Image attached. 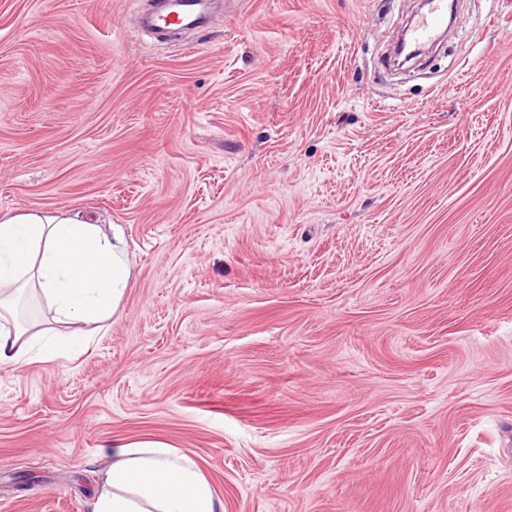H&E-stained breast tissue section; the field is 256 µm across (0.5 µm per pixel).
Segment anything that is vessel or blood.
<instances>
[{
    "mask_svg": "<svg viewBox=\"0 0 512 512\" xmlns=\"http://www.w3.org/2000/svg\"><path fill=\"white\" fill-rule=\"evenodd\" d=\"M152 7L139 17L140 27L148 32L178 28L197 30L207 27L216 14V0H150ZM448 24V0H431L426 14L409 29L405 37L414 43L433 39Z\"/></svg>",
    "mask_w": 512,
    "mask_h": 512,
    "instance_id": "obj_1",
    "label": "vessel or blood"
}]
</instances>
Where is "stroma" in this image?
Segmentation results:
<instances>
[{
    "mask_svg": "<svg viewBox=\"0 0 512 512\" xmlns=\"http://www.w3.org/2000/svg\"><path fill=\"white\" fill-rule=\"evenodd\" d=\"M0 0V211L119 225L78 358L0 366V512H87L153 435L224 512H512V0ZM152 8L142 13L141 2L133 1L139 25L148 32L178 28L197 30L207 27L217 14L214 4L221 0H148ZM448 25V1L432 0L426 14L409 29L405 38L420 44L433 39L441 27Z\"/></svg>",
    "mask_w": 512,
    "mask_h": 512,
    "instance_id": "35a3bbf8",
    "label": "stroma"
}]
</instances>
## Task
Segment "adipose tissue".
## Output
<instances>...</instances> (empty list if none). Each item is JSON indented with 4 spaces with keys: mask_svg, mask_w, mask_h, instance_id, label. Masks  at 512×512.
I'll return each mask as SVG.
<instances>
[{
    "mask_svg": "<svg viewBox=\"0 0 512 512\" xmlns=\"http://www.w3.org/2000/svg\"><path fill=\"white\" fill-rule=\"evenodd\" d=\"M134 276L120 226L78 215L0 213V365L54 364L78 347L69 328L106 329ZM88 512H224L198 464L159 439L116 440Z\"/></svg>",
    "mask_w": 512,
    "mask_h": 512,
    "instance_id": "1",
    "label": "adipose tissue"
}]
</instances>
